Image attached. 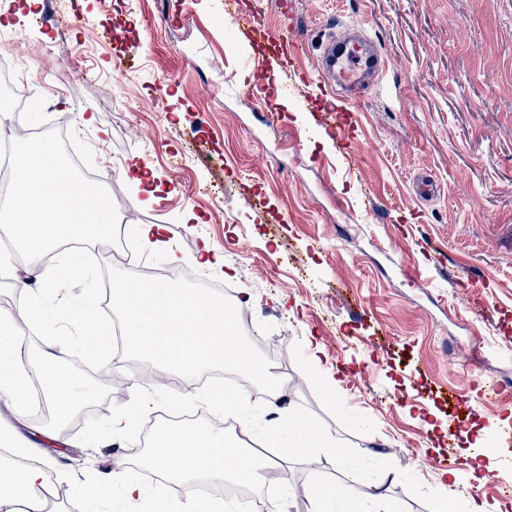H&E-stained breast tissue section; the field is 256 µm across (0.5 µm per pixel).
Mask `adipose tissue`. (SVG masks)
Instances as JSON below:
<instances>
[{"mask_svg":"<svg viewBox=\"0 0 512 512\" xmlns=\"http://www.w3.org/2000/svg\"><path fill=\"white\" fill-rule=\"evenodd\" d=\"M20 336L14 322L0 321V397L19 408L32 402L28 381L18 370L9 368L3 356L13 351ZM41 397L56 401V417L65 420L73 417L87 399V390L74 376L58 366H51L43 379ZM21 454L26 462L9 476L0 478V512H12V506L20 492L43 486L45 460L38 449L25 448ZM180 461L178 470L171 472L175 481L197 479L219 481H245L259 484L271 462L252 448H235L225 444L223 437L201 427L171 429L166 431L151 448L145 460L146 466L159 471L170 457ZM107 489L124 502L127 512H138L144 496L142 484L132 480L125 469L119 468L106 477L104 485L77 487L75 496L86 497Z\"/></svg>","mask_w":512,"mask_h":512,"instance_id":"adipose-tissue-1","label":"adipose tissue"}]
</instances>
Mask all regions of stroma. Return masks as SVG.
<instances>
[{"label":"stroma","mask_w":512,"mask_h":512,"mask_svg":"<svg viewBox=\"0 0 512 512\" xmlns=\"http://www.w3.org/2000/svg\"><path fill=\"white\" fill-rule=\"evenodd\" d=\"M295 2L300 67L314 69L320 43L345 21L361 23L389 62L343 115L350 158L337 155L323 113L282 96L288 67L255 83L245 62L270 53L240 42L224 0H194L185 19L176 0H72L80 30L41 27L39 11L20 19V0H0V58L39 85L28 127L46 131L67 115L85 167L114 169L128 252L236 292L252 318L247 335L281 381L280 411H264L265 424L304 407L338 442L434 490L444 473L431 448L460 459L482 439L493 477L478 495L496 504L512 485V450L495 445L512 424V0ZM69 60L98 79L69 81ZM170 75L176 83L164 85ZM270 104L278 122L263 117ZM138 166L156 175L159 202L133 181ZM423 172L437 185L429 201L413 190ZM141 224L162 225L164 247L141 239ZM206 246L223 265L197 263ZM109 366L107 376L67 363L92 395L62 425L51 406L22 412L0 399V425L20 443L47 434L51 512H120L117 499L73 495L118 461L148 498L174 494L140 464L168 425L162 410L136 457L119 439L79 442L87 416L127 404L158 373L125 358ZM497 387L502 395L480 400ZM274 469L261 493L282 512H312V489L337 482L355 492L346 512H428L397 473L379 504L369 481L327 457H280Z\"/></svg>","instance_id":"1"}]
</instances>
